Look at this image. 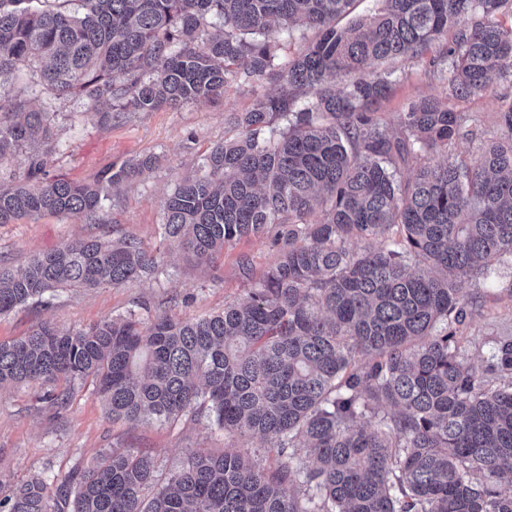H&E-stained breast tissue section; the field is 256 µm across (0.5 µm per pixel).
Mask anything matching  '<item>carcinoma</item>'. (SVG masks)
<instances>
[{
  "label": "carcinoma",
  "mask_w": 512,
  "mask_h": 512,
  "mask_svg": "<svg viewBox=\"0 0 512 512\" xmlns=\"http://www.w3.org/2000/svg\"><path fill=\"white\" fill-rule=\"evenodd\" d=\"M31 2L0 0V85L38 60L57 98L106 103L103 119L216 98L232 78L280 85L230 117L237 134L176 186L161 223L199 265L271 232L278 250L263 283L220 313L45 324L1 342L0 389L50 384L42 400L61 417L70 384L90 376L114 420L204 419L262 439L274 465L193 451L163 477L147 452L106 451L60 482L31 477L0 512H512L499 488L512 483V340L480 370L457 336L473 281L512 258V103L478 164L430 159L467 135L451 101L512 82V27L497 20L512 0H379L343 27L357 0ZM290 30L316 39L281 58L277 35ZM400 59L439 70L446 93L411 103L391 132L373 106L394 71L368 66ZM28 104L0 118V166L37 132L54 143L47 113ZM412 157L427 162L406 180ZM26 161L27 179L0 182V224H100L112 189L158 157L92 183L46 177L39 154ZM157 272L132 235L66 243L21 271L0 266V314ZM367 414L374 425L358 423Z\"/></svg>",
  "instance_id": "obj_1"
}]
</instances>
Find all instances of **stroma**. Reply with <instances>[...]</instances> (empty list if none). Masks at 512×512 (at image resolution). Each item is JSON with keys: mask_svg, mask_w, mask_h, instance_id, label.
Masks as SVG:
<instances>
[{"mask_svg": "<svg viewBox=\"0 0 512 512\" xmlns=\"http://www.w3.org/2000/svg\"><path fill=\"white\" fill-rule=\"evenodd\" d=\"M395 76L389 93L377 106L381 121L392 131L400 129L410 102L443 96L445 88L439 73L419 64H400ZM24 78L37 84L35 105L48 112L56 133L46 167L48 177L63 175L90 182L112 166L146 155L158 156L159 163L106 204L102 223L46 215L1 224L0 264L19 269L33 256L74 240L132 235L156 255L159 272L156 277L115 288L67 290L0 314V342L27 336L45 322L79 328L132 314L141 318L202 317L222 311L225 304L264 278L276 257L272 236L233 242L225 246L215 266L206 267L189 261L163 241L159 224L164 201L176 183L199 170L212 147L231 136L226 116L247 111L257 96L276 92L277 84L236 79L216 100L180 109L136 112L104 122L86 101L55 100L39 84L38 65L26 67ZM506 102H512V83L505 81L494 82L482 95L457 101V110L474 118L477 137L449 143L438 152V160L452 156L477 164L482 142L500 134L497 112ZM477 288L478 306L462 334L467 359L482 366L497 342L512 340V266H500L480 280ZM44 392L37 384L0 390V498L34 475L46 471L64 478L75 464H90L97 454L114 448L149 453L163 475L178 470L191 451L221 454L241 450L263 463L272 461L262 440L228 435L204 421L134 426L112 419L88 379L72 385L70 405L59 419L42 402Z\"/></svg>", "mask_w": 512, "mask_h": 512, "instance_id": "obj_1", "label": "stroma"}]
</instances>
